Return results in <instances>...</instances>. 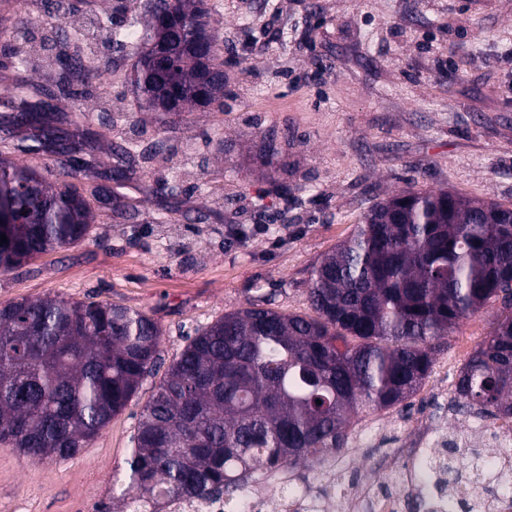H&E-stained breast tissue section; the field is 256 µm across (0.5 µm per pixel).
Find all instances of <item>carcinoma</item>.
Here are the masks:
<instances>
[{"label": "carcinoma", "instance_id": "1", "mask_svg": "<svg viewBox=\"0 0 512 512\" xmlns=\"http://www.w3.org/2000/svg\"><path fill=\"white\" fill-rule=\"evenodd\" d=\"M159 23L112 29L122 49L147 44L129 77L148 112H190L224 98L223 47L203 0H149ZM213 51L206 80L197 58ZM11 122L29 135L7 143L30 154L61 147L68 181L0 157V273L89 235L95 212L73 183L93 131L53 125L52 94L22 75ZM135 145L114 147L110 179H126ZM492 330L459 371L456 405L512 417V208L456 192L404 190L374 205L354 233L314 267L310 315L252 304L195 330L140 414L128 473L112 490L129 501L240 496L267 466L314 462L344 447L350 413L388 410L430 377L435 354L469 315L495 303ZM161 330L117 303L55 296L0 304V444L34 461L73 457L122 412L158 360ZM438 465L422 459L413 488Z\"/></svg>", "mask_w": 512, "mask_h": 512}]
</instances>
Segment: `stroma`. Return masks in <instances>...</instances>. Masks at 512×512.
<instances>
[{"label":"stroma","mask_w":512,"mask_h":512,"mask_svg":"<svg viewBox=\"0 0 512 512\" xmlns=\"http://www.w3.org/2000/svg\"><path fill=\"white\" fill-rule=\"evenodd\" d=\"M78 38L48 46L29 75L54 86L59 54L97 59L54 102L59 130L83 121L95 148L81 173L101 212L91 237L0 274V304L47 295L118 302L153 316L158 368L78 455L0 456V505L68 512L111 496L141 412L197 328L249 304L309 313L311 272L377 202L412 188L512 205V0H205L224 48V106L139 111L128 88L136 50L102 13L142 15L144 0H70ZM46 0H0V44L44 41ZM137 147L123 184L113 146ZM266 225L261 236L254 225ZM244 238L230 236V228ZM494 308L464 319L427 387L456 381L491 330Z\"/></svg>","instance_id":"stroma-1"}]
</instances>
